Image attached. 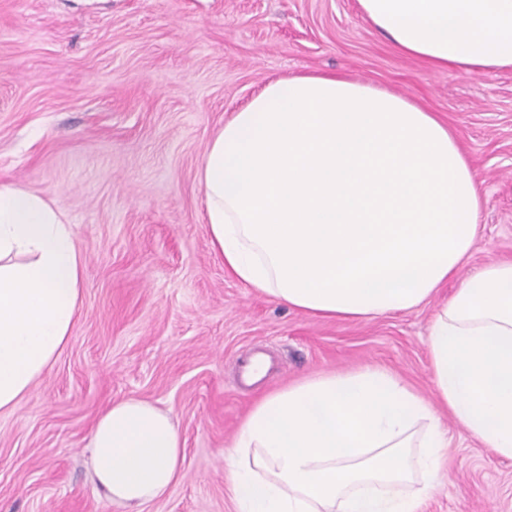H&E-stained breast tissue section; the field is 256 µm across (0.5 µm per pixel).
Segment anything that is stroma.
I'll list each match as a JSON object with an SVG mask.
<instances>
[{
  "label": "stroma",
  "instance_id": "35a3bbf8",
  "mask_svg": "<svg viewBox=\"0 0 512 512\" xmlns=\"http://www.w3.org/2000/svg\"><path fill=\"white\" fill-rule=\"evenodd\" d=\"M336 73L454 130L483 198L468 269L512 260V71L431 70L356 0H0V183L56 200L85 257L81 314L32 391L0 414V512H127L93 481L107 405L169 411L183 478L142 512H233L224 450L254 401L367 364L430 393L427 304L320 320L227 276L198 180L225 118L269 82ZM425 512H512V461L450 427Z\"/></svg>",
  "mask_w": 512,
  "mask_h": 512
}]
</instances>
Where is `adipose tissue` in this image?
<instances>
[{"label":"adipose tissue","instance_id":"adipose-tissue-1","mask_svg":"<svg viewBox=\"0 0 512 512\" xmlns=\"http://www.w3.org/2000/svg\"><path fill=\"white\" fill-rule=\"evenodd\" d=\"M357 3L433 69L512 70V0ZM198 177L211 248L244 287L326 320L440 300L425 341L432 394L366 365L258 398L224 453L234 512H422L452 424L512 459V260L459 275L482 198L447 123L345 76L279 79L225 121ZM83 266L56 202L0 184V414L67 345ZM89 448L95 484L129 512L183 476L173 417L143 399L112 402Z\"/></svg>","mask_w":512,"mask_h":512}]
</instances>
